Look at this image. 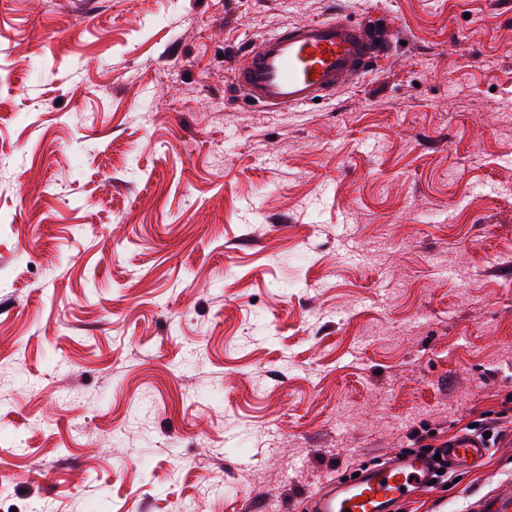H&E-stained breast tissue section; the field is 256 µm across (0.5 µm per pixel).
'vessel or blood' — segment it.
<instances>
[{
    "label": "vessel or blood",
    "mask_w": 512,
    "mask_h": 512,
    "mask_svg": "<svg viewBox=\"0 0 512 512\" xmlns=\"http://www.w3.org/2000/svg\"><path fill=\"white\" fill-rule=\"evenodd\" d=\"M383 46L381 36L342 17L313 20L287 28L250 47L233 71L241 98L257 105L288 109L327 96L358 80ZM486 442L464 434L449 441L445 460L451 471L478 466L488 455ZM436 464L426 454H394L362 469L356 478L329 482L307 503L308 512H392L402 498L434 482ZM476 512H512V486L481 497Z\"/></svg>",
    "instance_id": "b4317fda"
}]
</instances>
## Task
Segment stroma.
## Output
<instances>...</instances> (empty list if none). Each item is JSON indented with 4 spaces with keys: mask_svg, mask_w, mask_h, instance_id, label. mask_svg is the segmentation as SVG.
Listing matches in <instances>:
<instances>
[{
    "mask_svg": "<svg viewBox=\"0 0 512 512\" xmlns=\"http://www.w3.org/2000/svg\"><path fill=\"white\" fill-rule=\"evenodd\" d=\"M385 25L285 111L232 69ZM476 429L512 482V0H0V512H304ZM383 42L365 24L343 17L305 22L251 46L233 81L242 99L288 109L358 80Z\"/></svg>",
    "mask_w": 512,
    "mask_h": 512,
    "instance_id": "stroma-1",
    "label": "stroma"
}]
</instances>
